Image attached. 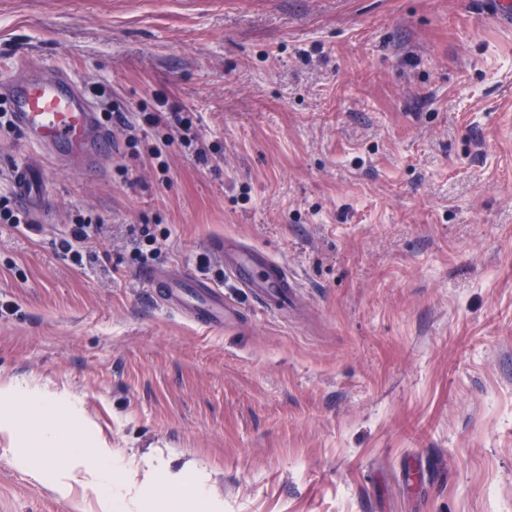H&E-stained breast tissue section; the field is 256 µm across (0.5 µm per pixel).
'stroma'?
I'll return each instance as SVG.
<instances>
[{
  "instance_id": "35a3bbf8",
  "label": "stroma",
  "mask_w": 512,
  "mask_h": 512,
  "mask_svg": "<svg viewBox=\"0 0 512 512\" xmlns=\"http://www.w3.org/2000/svg\"><path fill=\"white\" fill-rule=\"evenodd\" d=\"M499 0H0V80L71 73L109 117L100 169L0 128V385L76 401L140 494L192 466L212 512H512V22ZM193 122L150 127L160 100ZM92 214L89 251L61 243ZM157 238L136 262L132 232ZM300 287L273 313L208 242ZM178 266L242 315L158 308ZM0 433V512H100ZM14 185L23 204L35 214H42L46 208L47 195L43 182H39L33 169L27 165L15 171ZM1 224H30L26 213L17 205L14 198L0 196Z\"/></svg>"
}]
</instances>
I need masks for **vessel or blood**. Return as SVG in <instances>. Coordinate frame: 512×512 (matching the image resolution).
<instances>
[{"mask_svg":"<svg viewBox=\"0 0 512 512\" xmlns=\"http://www.w3.org/2000/svg\"><path fill=\"white\" fill-rule=\"evenodd\" d=\"M0 99L7 101L15 124L47 148L54 161H66L93 173L102 151L112 145V131L101 124L96 104L66 72L48 74L23 66L21 76L0 83ZM14 185L28 209L44 212L45 186L31 167L16 169ZM210 249L235 285L267 311L282 310L299 286L285 265L252 246H230L217 240ZM144 281L160 303L186 312L200 325L228 326L238 320L237 309L225 302L220 287L179 268L146 272Z\"/></svg>","mask_w":512,"mask_h":512,"instance_id":"vessel-or-blood-1","label":"vessel or blood"}]
</instances>
